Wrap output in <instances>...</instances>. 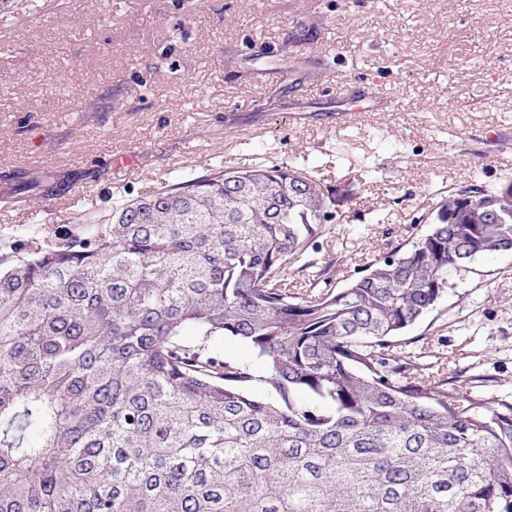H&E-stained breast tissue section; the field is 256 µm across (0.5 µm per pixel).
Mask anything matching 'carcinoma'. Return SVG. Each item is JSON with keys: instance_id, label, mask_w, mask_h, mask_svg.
<instances>
[{"instance_id": "carcinoma-1", "label": "carcinoma", "mask_w": 512, "mask_h": 512, "mask_svg": "<svg viewBox=\"0 0 512 512\" xmlns=\"http://www.w3.org/2000/svg\"><path fill=\"white\" fill-rule=\"evenodd\" d=\"M347 197L215 162L62 232L1 234L0 512H512V404L394 344L450 271L512 251V182L448 196L342 288L326 265L293 291L288 264ZM226 336L261 366L225 358Z\"/></svg>"}]
</instances>
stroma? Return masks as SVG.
Masks as SVG:
<instances>
[{
  "instance_id": "stroma-1",
  "label": "stroma",
  "mask_w": 512,
  "mask_h": 512,
  "mask_svg": "<svg viewBox=\"0 0 512 512\" xmlns=\"http://www.w3.org/2000/svg\"><path fill=\"white\" fill-rule=\"evenodd\" d=\"M296 70L274 110L281 55ZM376 83L385 112L348 109ZM130 156L115 168L113 156ZM307 170L351 196L313 259L337 286L409 248L450 194L512 180V0H7L0 8V175L69 173L68 193L8 198L0 229L214 161ZM425 373L512 402V252L451 272L398 338Z\"/></svg>"
}]
</instances>
